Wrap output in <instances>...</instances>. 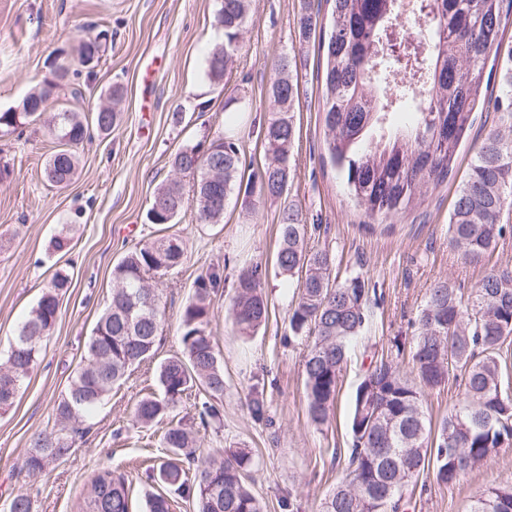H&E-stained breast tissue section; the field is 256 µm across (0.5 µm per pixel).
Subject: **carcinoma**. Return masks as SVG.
<instances>
[{
  "label": "carcinoma",
  "instance_id": "1",
  "mask_svg": "<svg viewBox=\"0 0 512 512\" xmlns=\"http://www.w3.org/2000/svg\"><path fill=\"white\" fill-rule=\"evenodd\" d=\"M332 28L326 45L323 114L326 150L333 166L367 217L387 221L422 203L427 191L452 172L459 143L474 113L492 104L499 124L480 142L465 180L458 186L448 215V238L460 259L482 263L494 252L512 212V45L504 44L505 0H330ZM426 19L423 39L400 24L404 12ZM250 0H221L214 22L224 30V46L207 58L208 75L221 81L242 49ZM107 34L82 44L79 62L99 58ZM498 73V94L486 97L488 60ZM409 74L407 84H392L395 74ZM57 87L47 83L22 101V111L1 112L0 132L10 134L36 121L44 101ZM272 118L264 133L267 163L247 186L237 183L240 149L232 137L210 140L209 154L200 144L179 149L173 170L193 177L192 193L171 179L154 193L146 213L153 225L173 224L188 206L201 224H219L234 191L243 192L247 208L265 198L281 197L293 166V106L298 86L281 68L270 86ZM413 105L412 119L395 125L390 117ZM119 120L116 107L94 113L92 122L80 113H56L49 123L59 149L43 176L64 185L75 175L76 149L90 136V127L109 134ZM221 177H209L210 166ZM276 265L280 274L298 277V298L288 313L296 337L312 343L304 356L307 410L317 425L333 413L338 385L349 348L369 319V288L352 277H331L332 258L326 250L305 245L306 225L291 207L278 224ZM180 240L167 236L128 252L112 269V297L100 314L87 343V362L72 373L54 408V427L34 434L25 459L36 475L67 456L85 414L126 381L131 372L155 358L163 331L165 304L158 291L147 296L152 274L164 275L183 264ZM224 282V270L208 268L194 282L192 299L181 314V350L159 365L164 397L145 396L136 404L134 420L143 427L167 422L164 447L173 457L159 468V480L198 512H263L247 486L251 452L226 448L218 458L191 468L195 433L176 407L183 395L196 391L194 406L206 429L221 422L216 400L224 395V368L207 328L213 315L212 295ZM64 269L55 272L27 318L18 327L5 360H0V411L16 402L22 385L39 363L43 341L59 316V297L70 287ZM268 318L259 266L241 270L230 309L235 333L251 336ZM418 334L410 346L414 379L384 359L370 362L351 404L352 448L345 479L336 483L320 504V512H406L408 488L433 467L439 486L453 485L472 469L488 462L499 448L512 446V388L504 380L500 351L512 342V266H499L463 294L449 280L430 289L418 311ZM455 373L463 382L458 408L437 429L427 421L425 393L444 385ZM460 448L448 452V442ZM86 512H130L124 478L102 469L90 480ZM469 512H512V482L486 489Z\"/></svg>",
  "mask_w": 512,
  "mask_h": 512
}]
</instances>
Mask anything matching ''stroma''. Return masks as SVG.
Returning a JSON list of instances; mask_svg holds the SVG:
<instances>
[{
  "mask_svg": "<svg viewBox=\"0 0 512 512\" xmlns=\"http://www.w3.org/2000/svg\"><path fill=\"white\" fill-rule=\"evenodd\" d=\"M220 0H0V112L20 111L35 88L54 80L59 64L78 68L76 49L87 36L109 38L91 77L81 78V97L70 86L57 89L47 110L92 113L120 86L119 121L111 135H91L77 149L78 172L64 188L43 178L58 145L47 119L22 135L0 137V165L11 174L0 181V357L19 325L48 286L67 268L72 284L60 298L52 335L43 343L38 366L14 406L0 415V512L10 500L28 495L33 512H82L92 474L109 468L128 483L132 512H147L149 498L165 493L156 469L165 460L159 433L133 423L137 400L161 395L160 359L181 349L180 315L192 297L195 278L210 266L224 269V286L213 296L208 331L224 364L221 423L200 432V458L227 448L253 453L249 487L265 512H319L321 499L347 473L351 448V396L371 359L391 358L411 374L409 356L397 355L393 338L411 339L415 317L435 282L448 278L462 292L486 269L512 265V235L484 264H463L448 242V212L458 183L495 112L477 113L458 149L454 174L429 189L424 201L392 222L375 228L349 198L345 181L325 152L321 91L325 55L320 49L331 25L327 0H251L242 51L221 82L210 79L209 53L224 44L214 25ZM323 25L310 38L301 34L305 11ZM288 60L299 82L294 109L295 165L281 198L243 209L229 199L224 219L202 224L193 208L175 223L149 224L146 212L155 189L174 178L171 159L188 144L233 133L242 148L243 178L267 161L264 131L272 108L268 90L280 60ZM298 210L309 247L330 253L337 281H368L369 321L350 353L334 405L324 426L306 409L303 358L306 341L290 338L288 311L296 280L282 276L274 262L277 225L285 207ZM71 249L59 254L52 240L62 232ZM180 239L183 265L158 279L166 301L163 335L155 361L141 365L96 412L88 415L72 452L40 474H28L24 460L34 433L51 428L52 412L69 376L87 356V341L112 293V268L135 246L161 235ZM256 265L269 306L266 325L249 337L233 335L227 321L237 276ZM264 385L268 418H252L247 400ZM415 493L406 512H467L488 487L512 481V447L498 449L484 465L454 485H432Z\"/></svg>",
  "mask_w": 512,
  "mask_h": 512,
  "instance_id": "1",
  "label": "stroma"
}]
</instances>
